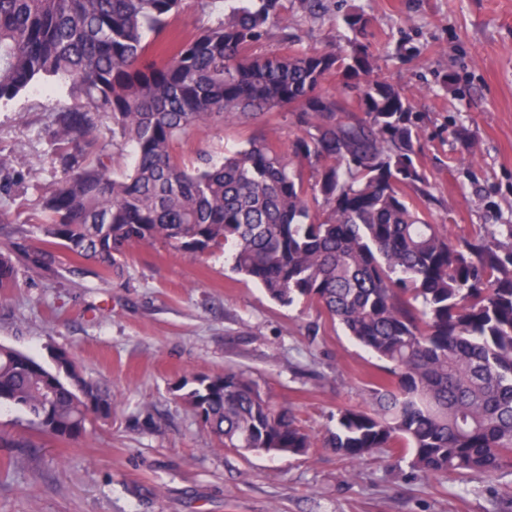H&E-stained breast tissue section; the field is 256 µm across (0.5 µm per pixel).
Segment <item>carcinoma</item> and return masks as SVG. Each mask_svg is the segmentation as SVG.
<instances>
[{"label": "carcinoma", "mask_w": 512, "mask_h": 512, "mask_svg": "<svg viewBox=\"0 0 512 512\" xmlns=\"http://www.w3.org/2000/svg\"><path fill=\"white\" fill-rule=\"evenodd\" d=\"M188 38L169 37L183 0H0V102L60 81L75 100L54 110L59 177L31 225L0 217V298L71 256L101 277L163 244L189 259L231 247L232 270L276 302L303 299L385 363L364 407L336 413L325 446L353 463L383 448L418 475L512 474V224L448 234L408 200L427 184L411 96L377 74L357 39L339 53L300 48L288 0H225ZM284 48L258 54L272 30ZM342 87L320 91L327 76ZM355 89L353 98L347 89ZM288 112L297 132L265 130L216 159L188 164L193 128ZM131 167L112 173V149ZM0 158V194L24 192ZM0 345V406L29 428L76 441L110 418L114 394ZM185 394L220 448L305 455L315 447L286 402L246 371L199 375Z\"/></svg>", "instance_id": "carcinoma-1"}]
</instances>
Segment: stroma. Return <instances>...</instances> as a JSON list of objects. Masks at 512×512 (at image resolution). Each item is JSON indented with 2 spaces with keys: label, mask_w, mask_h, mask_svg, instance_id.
<instances>
[{
  "label": "stroma",
  "mask_w": 512,
  "mask_h": 512,
  "mask_svg": "<svg viewBox=\"0 0 512 512\" xmlns=\"http://www.w3.org/2000/svg\"><path fill=\"white\" fill-rule=\"evenodd\" d=\"M291 5L303 48L316 52L344 48V15L364 13L380 75L425 117L421 159L434 216L454 218L449 233L512 224V0H325L314 18L301 0ZM223 9L222 0H185L170 32L192 35ZM72 104L66 89L40 83L0 105V157L20 162L27 187L0 205L13 223L37 216L56 176L48 110ZM269 128L285 140L296 132L289 113L260 114L193 129L181 150L189 159L230 153ZM95 271L86 263L61 283L24 274L0 301V344L46 364L50 348H65L116 396L111 419L83 440L0 448V512H492L512 494V476L428 480L385 450L354 465L326 448L337 410L366 405L380 361L316 306L270 299L224 251L192 260L157 244L140 249L123 278L103 283ZM227 369L292 403L315 448H215L173 388Z\"/></svg>",
  "instance_id": "obj_1"
}]
</instances>
